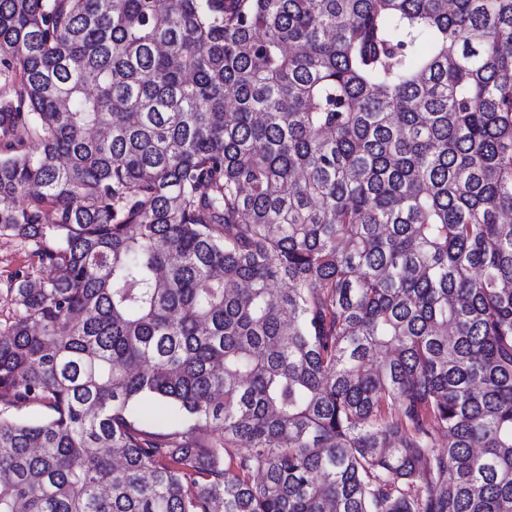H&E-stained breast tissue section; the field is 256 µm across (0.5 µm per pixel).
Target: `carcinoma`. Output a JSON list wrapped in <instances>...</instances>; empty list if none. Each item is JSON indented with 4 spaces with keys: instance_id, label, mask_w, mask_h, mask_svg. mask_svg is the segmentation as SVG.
Segmentation results:
<instances>
[{
    "instance_id": "carcinoma-1",
    "label": "carcinoma",
    "mask_w": 512,
    "mask_h": 512,
    "mask_svg": "<svg viewBox=\"0 0 512 512\" xmlns=\"http://www.w3.org/2000/svg\"><path fill=\"white\" fill-rule=\"evenodd\" d=\"M0 236V512H512V0H0ZM30 252L16 240L0 237V323L3 326L11 317L12 296L8 293L17 282V275L25 273L31 265Z\"/></svg>"
}]
</instances>
